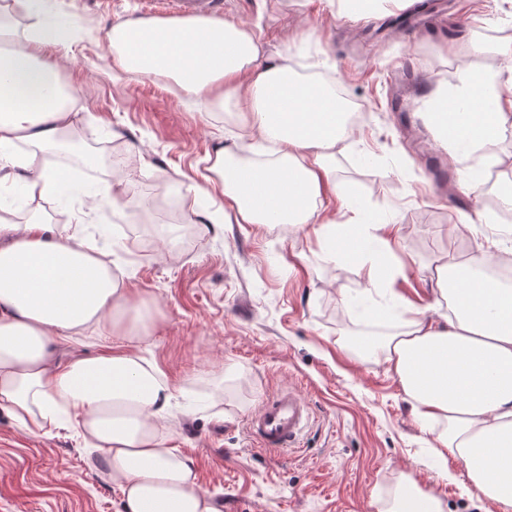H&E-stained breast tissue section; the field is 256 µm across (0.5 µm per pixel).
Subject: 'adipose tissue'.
Returning <instances> with one entry per match:
<instances>
[{"label": "adipose tissue", "instance_id": "adipose-tissue-1", "mask_svg": "<svg viewBox=\"0 0 512 512\" xmlns=\"http://www.w3.org/2000/svg\"><path fill=\"white\" fill-rule=\"evenodd\" d=\"M47 0H0V169L13 168L25 214L0 205V412L24 432L47 435L66 413L119 487L124 512H221L197 485L190 459L167 447L165 422L176 389L137 352L112 350L57 362L52 347L74 336L149 335L161 311L124 277L132 247L117 236L103 247L83 218L57 224L42 203L65 177L49 166L72 127L75 98L59 63L46 56L76 26ZM115 69L170 80L205 111L233 113L229 144H217L204 184L188 188L199 224H286L306 232L331 263L361 256L378 225L336 223V148L348 139L346 106L335 86L302 77L287 60L262 62L253 30L209 16L132 18L113 25ZM455 100L461 142L495 140L512 119V81L468 74ZM493 99L494 110L475 111ZM29 150L17 156L16 141ZM224 195V212L204 211L201 195ZM512 262L485 238L466 261L441 256L428 279L433 300L378 346L423 428L433 454L456 457L468 489L495 512H512V287L481 274ZM382 512H445L442 500L401 475Z\"/></svg>", "mask_w": 512, "mask_h": 512}]
</instances>
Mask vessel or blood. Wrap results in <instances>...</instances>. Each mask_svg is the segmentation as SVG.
Masks as SVG:
<instances>
[{
	"label": "vessel or blood",
	"instance_id": "1",
	"mask_svg": "<svg viewBox=\"0 0 512 512\" xmlns=\"http://www.w3.org/2000/svg\"><path fill=\"white\" fill-rule=\"evenodd\" d=\"M149 12L215 13L223 0H148ZM307 420V402L297 392L285 391L268 401L248 423L249 435L264 448H293Z\"/></svg>",
	"mask_w": 512,
	"mask_h": 512
}]
</instances>
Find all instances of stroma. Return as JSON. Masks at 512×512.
Instances as JSON below:
<instances>
[{"label": "stroma", "mask_w": 512, "mask_h": 512, "mask_svg": "<svg viewBox=\"0 0 512 512\" xmlns=\"http://www.w3.org/2000/svg\"><path fill=\"white\" fill-rule=\"evenodd\" d=\"M439 3L408 31L397 21L411 0H383L362 18L339 14L334 0H224V19L247 23L266 56L335 80L363 114L335 165L338 195L377 215L396 242L389 286L369 292L362 263L331 266L285 224L229 220L182 236L185 212L168 219L156 202L183 204L188 186L203 183L224 112L204 115L163 81L113 71L105 37L141 15L140 0H57L79 20L59 49L68 58L60 80L80 91L71 135L114 162L88 181L83 155L60 156L68 189L44 209L59 224L86 215L93 231L116 219L132 225L128 283L163 312L135 350L177 391L208 396L195 416L173 409L167 445L192 459L200 488L222 512H380L403 472L441 497L445 512H481L455 457L448 475L439 472L388 363L353 346L381 342L392 325L347 305L360 295L410 317L432 300L428 269L440 255H467L493 232L512 247V223L479 222L487 199L464 188L476 174L490 180V166L512 157V125L484 150L449 151L426 119L436 90H461L465 70L501 69V50L512 45V0ZM305 29L313 36L303 41ZM142 154L151 163L144 173ZM359 158L368 166H356ZM115 167L129 171L124 195L138 199L137 209L106 202L87 211L86 189ZM463 214L475 219L474 232L449 239L445 227ZM228 365L236 370L230 379ZM286 388L307 398L311 418L299 447L275 452L253 441L247 423ZM0 512H123V501L70 425L34 436L0 414Z\"/></svg>", "instance_id": "stroma-1"}]
</instances>
